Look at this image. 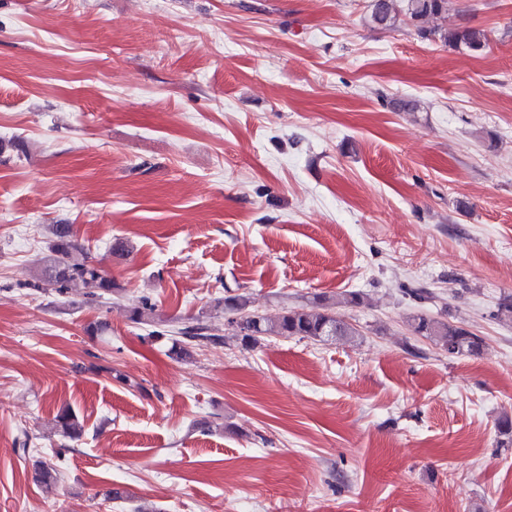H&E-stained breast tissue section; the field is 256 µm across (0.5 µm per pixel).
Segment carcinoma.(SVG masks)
I'll list each match as a JSON object with an SVG mask.
<instances>
[{
    "label": "carcinoma",
    "mask_w": 512,
    "mask_h": 512,
    "mask_svg": "<svg viewBox=\"0 0 512 512\" xmlns=\"http://www.w3.org/2000/svg\"><path fill=\"white\" fill-rule=\"evenodd\" d=\"M369 8V20L377 27L391 29L399 22L406 21L416 27L423 38L437 35L444 42L463 46L471 52H480L485 47V34L479 28L425 27L431 20L444 21L448 18V0H371ZM53 235L54 258L38 272L36 280L29 284L32 291L42 293L54 290L62 294L70 286L80 284L89 289L91 297L112 293V278L106 274L100 262L88 256L80 261L73 259L72 253L79 246L73 240L70 225H54ZM223 305L224 310L232 313V317L227 319L228 326L235 335L241 337L246 346L254 347L271 336H296L324 342L337 336L353 338L360 335L357 328L326 311L308 308L286 310L270 320L258 313L247 311L248 300L243 295L226 298ZM410 327L419 336L433 339L444 346H452L457 356H474L483 348L482 340L467 329L423 314L414 316ZM214 342L216 338L207 333V327L200 323V319L194 318L188 325L175 331L170 355L180 358L194 343L202 345ZM55 421L66 437L75 440L82 436V422L71 408L60 409Z\"/></svg>",
    "instance_id": "cac0c4a2"
}]
</instances>
